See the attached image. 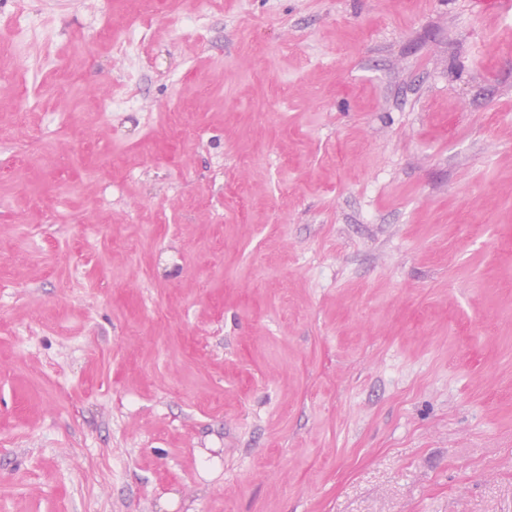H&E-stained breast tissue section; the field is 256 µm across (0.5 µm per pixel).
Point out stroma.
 Returning <instances> with one entry per match:
<instances>
[{"instance_id": "stroma-1", "label": "stroma", "mask_w": 512, "mask_h": 512, "mask_svg": "<svg viewBox=\"0 0 512 512\" xmlns=\"http://www.w3.org/2000/svg\"><path fill=\"white\" fill-rule=\"evenodd\" d=\"M21 6L52 40L0 37V512H512V20Z\"/></svg>"}]
</instances>
